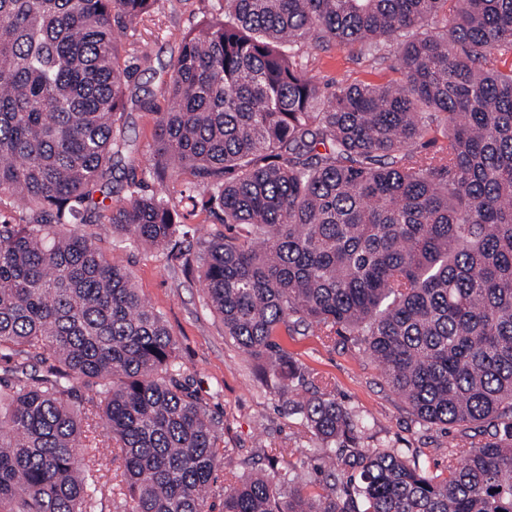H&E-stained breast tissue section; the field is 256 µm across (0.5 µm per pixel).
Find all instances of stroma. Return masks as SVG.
<instances>
[{
  "mask_svg": "<svg viewBox=\"0 0 512 512\" xmlns=\"http://www.w3.org/2000/svg\"><path fill=\"white\" fill-rule=\"evenodd\" d=\"M213 0H158L153 12L128 30L124 45L146 41L152 50L150 69H137L131 86L137 101L121 132L142 166H149L156 116L148 106L160 102V88L177 58L181 37L208 14ZM397 48L382 45L380 57L360 55L337 46L310 47L303 53L307 76L319 87L331 83L376 82L392 78ZM98 244L118 266L132 272L140 296L157 309L177 345L182 378L202 399L214 420L224 459L216 472L214 498H221L230 476L268 473V458L287 461L289 449L315 448L319 438L290 410V401L313 393L331 394L345 408L370 420L363 448H407L430 470L443 469L459 428L419 424L406 403L385 382L379 368L349 336H298L288 350L302 366L303 377L289 390L261 382L260 362L224 334L222 319L205 304L198 273H184L179 262L146 248H118L112 228L97 229Z\"/></svg>",
  "mask_w": 512,
  "mask_h": 512,
  "instance_id": "1",
  "label": "stroma"
}]
</instances>
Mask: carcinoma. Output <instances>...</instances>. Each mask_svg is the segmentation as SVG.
Instances as JSON below:
<instances>
[{
	"mask_svg": "<svg viewBox=\"0 0 512 512\" xmlns=\"http://www.w3.org/2000/svg\"><path fill=\"white\" fill-rule=\"evenodd\" d=\"M156 2L0 0V210L19 215L0 221V352L21 358L0 377V512H98L112 487L83 443L94 417L126 512H512V0H217L162 83L143 177L116 135L132 77L117 34ZM382 39L397 79L324 96L304 73L306 47L373 56ZM173 199L224 224L191 257ZM99 224L198 264L266 380L301 377L281 337L352 336L419 422L464 443L439 473L360 448L347 498L341 475L308 493L288 463L212 504L215 424L161 314L85 230ZM295 411L321 440L290 450L305 458L368 427L330 396Z\"/></svg>",
	"mask_w": 512,
	"mask_h": 512,
	"instance_id": "carcinoma-1",
	"label": "carcinoma"
}]
</instances>
